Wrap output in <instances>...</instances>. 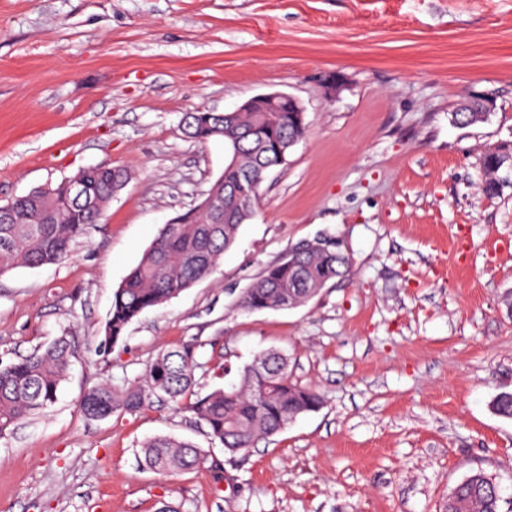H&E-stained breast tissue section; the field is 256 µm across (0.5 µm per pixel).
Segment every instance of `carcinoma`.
<instances>
[{
    "instance_id": "obj_1",
    "label": "carcinoma",
    "mask_w": 512,
    "mask_h": 512,
    "mask_svg": "<svg viewBox=\"0 0 512 512\" xmlns=\"http://www.w3.org/2000/svg\"><path fill=\"white\" fill-rule=\"evenodd\" d=\"M183 129L198 142L221 138L240 145L235 164L226 165L203 196L217 200L220 210L190 208L177 215L174 223L163 225L113 294L102 340L108 347L123 337L141 312L169 302L213 273L235 243L240 227L255 217L267 173L279 165L288 141L304 137L306 122L297 112H232L227 118L222 112H191ZM502 162H512L511 149L498 147L480 159L481 190L490 198L500 196L507 187L498 170ZM76 177L83 183L81 198L72 193L67 181L22 195L0 214V276L22 266L68 260L72 241L100 221L112 196L126 184L128 173L123 168L96 165L78 171ZM226 185L243 187L246 203L238 205L225 196ZM291 252L296 254L295 264L281 258L242 291V309L285 310L304 304L342 277L349 264L342 245L321 250L301 244ZM196 351L192 343L159 351L138 383L120 387L105 381L89 389L81 400L82 411L91 419L105 420L116 412H138L155 398L178 405L193 395L195 399L186 408L211 439L234 457L323 405L315 389L292 377L288 356L276 350L258 354L239 371L233 385L196 395ZM70 357V343L60 338L41 353L0 364L1 438L55 402ZM492 408L497 415L512 419V392L499 393ZM142 453V464L162 477L206 461L201 449L170 435L150 438L143 443ZM499 502L485 474L477 471L455 486L443 512H499Z\"/></svg>"
}]
</instances>
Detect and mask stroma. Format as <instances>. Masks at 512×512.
I'll return each instance as SVG.
<instances>
[{"label":"stroma","mask_w":512,"mask_h":512,"mask_svg":"<svg viewBox=\"0 0 512 512\" xmlns=\"http://www.w3.org/2000/svg\"><path fill=\"white\" fill-rule=\"evenodd\" d=\"M296 98L306 133L262 186L216 270L101 344L112 294L160 229L224 170L189 112ZM490 98L487 121L452 115ZM512 145V0H0V205L101 164L130 170L60 264L0 277V361L66 337L55 402L0 438V512H442L471 472L512 512V187L479 189ZM318 235L347 273L305 305L246 311L265 268ZM197 347L196 393L284 352L319 411L230 457L190 413L155 402L105 420L81 396ZM203 449L162 478L143 442ZM512 159L511 148L497 147L493 154L485 153L480 159V169L482 171L481 190L490 197H499L503 193L505 184L499 174L498 167L501 162L505 161V165L509 164Z\"/></svg>","instance_id":"1"}]
</instances>
